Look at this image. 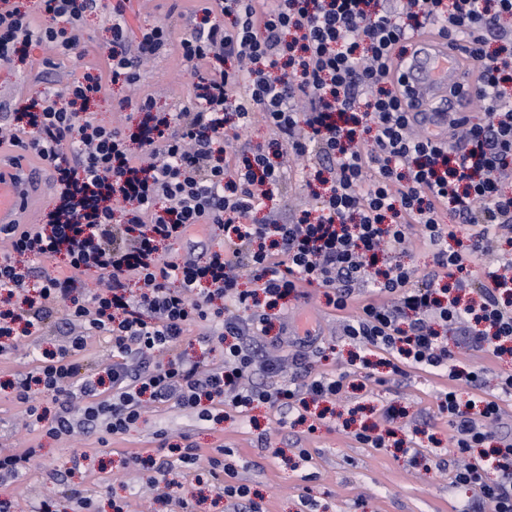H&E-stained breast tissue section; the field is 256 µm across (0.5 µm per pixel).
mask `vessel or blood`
Segmentation results:
<instances>
[{
  "instance_id": "obj_1",
  "label": "vessel or blood",
  "mask_w": 512,
  "mask_h": 512,
  "mask_svg": "<svg viewBox=\"0 0 512 512\" xmlns=\"http://www.w3.org/2000/svg\"><path fill=\"white\" fill-rule=\"evenodd\" d=\"M404 60L399 81L415 104L417 121L433 130L447 129L468 115L473 75L460 60L466 45L438 35H417ZM41 171L18 150L0 148V225L30 223L35 207L31 193Z\"/></svg>"
}]
</instances>
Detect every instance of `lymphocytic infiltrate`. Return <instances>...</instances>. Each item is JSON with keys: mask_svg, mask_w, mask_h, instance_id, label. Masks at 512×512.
I'll use <instances>...</instances> for the list:
<instances>
[{"mask_svg": "<svg viewBox=\"0 0 512 512\" xmlns=\"http://www.w3.org/2000/svg\"><path fill=\"white\" fill-rule=\"evenodd\" d=\"M33 24L17 0H0V62L31 40L81 57L86 18L105 13L112 35L107 72L84 73L17 108L10 143L46 162L57 188L41 223L0 226V356L62 315L67 341L41 352L14 385L26 426L50 438L137 427L146 407L173 404L207 421L226 405L237 413L264 403L280 423L302 424L310 403L340 395L348 372L313 371L304 338L295 373L262 341L273 309L322 289L344 314L343 334L383 352L392 375L414 368L447 377L438 406L458 454L452 483L477 490L463 512H512V439L499 435L512 373L468 400L481 369L460 365L440 337L446 327L469 350L512 354V0H227L230 24L162 26L130 39L123 0H41ZM435 30L469 43L478 73V119L447 134L415 131L395 76L411 35ZM178 44L194 96L179 112L152 98L137 126L99 121L91 111L105 84L131 85L143 59ZM274 132L265 146L231 145L254 118ZM317 160L333 173L314 212L293 221L254 211L281 195L285 156ZM451 214L468 225L453 239ZM223 240L205 245L192 228ZM419 239L432 267L418 273L392 256ZM179 245L167 259L161 248ZM62 261L67 272H35ZM100 287L86 286L88 277ZM250 288H243V281ZM208 325L224 342L219 361L189 357L191 328ZM108 337L112 361L83 370L89 341ZM272 385L254 383L256 374Z\"/></svg>", "mask_w": 512, "mask_h": 512, "instance_id": "obj_1", "label": "lymphocytic infiltrate"}]
</instances>
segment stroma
I'll return each mask as SVG.
<instances>
[{"instance_id":"obj_1","label":"stroma","mask_w":512,"mask_h":512,"mask_svg":"<svg viewBox=\"0 0 512 512\" xmlns=\"http://www.w3.org/2000/svg\"><path fill=\"white\" fill-rule=\"evenodd\" d=\"M184 0H127L125 20L129 36L141 28L164 25L182 31L188 21ZM105 17H87L82 36L85 55H56L30 41L25 62L0 64V113L13 111L34 92L62 88L81 77L87 67H101L109 47ZM193 77L177 51L148 61L139 82L131 87L110 86L94 111L103 122L136 124V101L149 96L171 112L190 100ZM309 316L320 337L323 356L312 359L317 372H337L346 366L355 347L342 334V317L325 303L319 290L310 298L288 304L289 318ZM63 328L50 319L29 346L0 358V373L27 372L36 365L41 349L63 341ZM445 379L410 370L407 377L388 378L376 368L371 379L353 378L343 396L330 403L332 416L321 420L315 432L303 426H279L273 410L260 406L241 415L224 410L222 420L199 421L163 405L126 434L111 437V450L99 452L97 436L79 434L51 439L25 426L9 392L0 389V451L21 446L41 450L40 460L16 478L0 480V499L14 504V512H34L40 499L53 497L58 512H72L68 497L79 487L90 497L96 512H172L164 499L145 491L149 468L168 462V450L159 448L153 433L165 429L171 443L188 436L202 458L216 446L230 448L238 462V477L249 485L260 512H461L468 491L452 485L449 469L454 455L448 447V421L439 415L438 397ZM401 408L397 435L407 448H371L354 438L364 426L385 429L381 411ZM85 448V459L73 460L72 447ZM307 449L301 461L299 449ZM171 492L185 497L194 512H245L244 505L225 498L222 479L207 467L173 468Z\"/></svg>"}]
</instances>
